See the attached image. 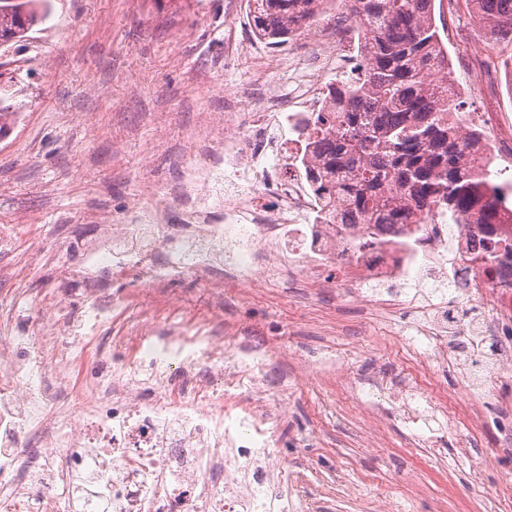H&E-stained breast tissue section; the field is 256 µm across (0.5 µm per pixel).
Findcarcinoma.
I'll return each mask as SVG.
<instances>
[{"instance_id": "cac0c4a2", "label": "carcinoma", "mask_w": 512, "mask_h": 512, "mask_svg": "<svg viewBox=\"0 0 512 512\" xmlns=\"http://www.w3.org/2000/svg\"><path fill=\"white\" fill-rule=\"evenodd\" d=\"M256 34L280 43L326 15L325 0H249ZM492 37L512 38V0H466ZM360 33L361 72L314 113L312 181L325 205L340 202L367 224H419L432 206L483 225L490 254L512 255L494 238L512 224L507 188L494 181L482 134L461 123L435 0H336ZM49 0H0V46L20 43Z\"/></svg>"}]
</instances>
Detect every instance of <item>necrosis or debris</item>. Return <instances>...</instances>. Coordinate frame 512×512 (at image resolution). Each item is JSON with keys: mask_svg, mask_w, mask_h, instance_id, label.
Listing matches in <instances>:
<instances>
[{"mask_svg": "<svg viewBox=\"0 0 512 512\" xmlns=\"http://www.w3.org/2000/svg\"><path fill=\"white\" fill-rule=\"evenodd\" d=\"M356 39L346 18L289 38L300 97L225 113L224 149L208 162L224 195L206 223H164L173 206L164 195L102 228L87 260L149 287L193 273L255 297L271 261L292 263L306 288L325 287L336 267L340 297L374 316L403 309L402 289L421 278L436 299L427 353L447 358L448 336L470 338L471 308L482 307L480 332L498 341L488 381L499 389L512 377V261L487 274L478 225L451 223L438 208L421 224L333 223L298 155L310 113L355 74ZM82 327L26 334L0 314V407L19 409L4 427L15 447L0 450V512H293V475L268 473L286 405L256 385L268 372L263 349L232 344L209 321L152 313L127 334L128 358L50 387L48 368L77 363Z\"/></svg>", "mask_w": 512, "mask_h": 512, "instance_id": "1", "label": "necrosis or debris"}]
</instances>
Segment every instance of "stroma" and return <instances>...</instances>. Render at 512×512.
Here are the masks:
<instances>
[{
  "instance_id": "35a3bbf8",
  "label": "stroma",
  "mask_w": 512,
  "mask_h": 512,
  "mask_svg": "<svg viewBox=\"0 0 512 512\" xmlns=\"http://www.w3.org/2000/svg\"><path fill=\"white\" fill-rule=\"evenodd\" d=\"M457 14L462 42L449 36ZM457 14L437 0L455 88L467 111L481 112V80L460 56L469 45L509 60L512 39L491 38L466 0ZM260 55L274 59L262 74L251 62ZM260 75L273 93L295 88L287 50L255 36L248 0L230 15L224 0H51L28 40L0 47V101L20 114L0 138V307L22 321L48 311L57 327L83 315L86 281L76 270L99 225L122 223L155 192L204 203L198 175L224 145V101L249 111ZM288 274L280 266L263 299L249 302L193 274L151 294L129 278L105 288L112 303L147 298L173 320L209 316L229 339L287 352L267 385L290 392L279 461L298 476L297 512H378L384 496L394 512H512V460L490 461L472 479L459 450L471 426L422 400L411 421L350 410L342 380L398 373L409 340L400 326L365 319L358 302L338 301L335 289L289 287ZM477 345L478 360L460 355L457 369L426 366L448 393L468 392L482 420L499 409L485 384L496 342Z\"/></svg>"
}]
</instances>
